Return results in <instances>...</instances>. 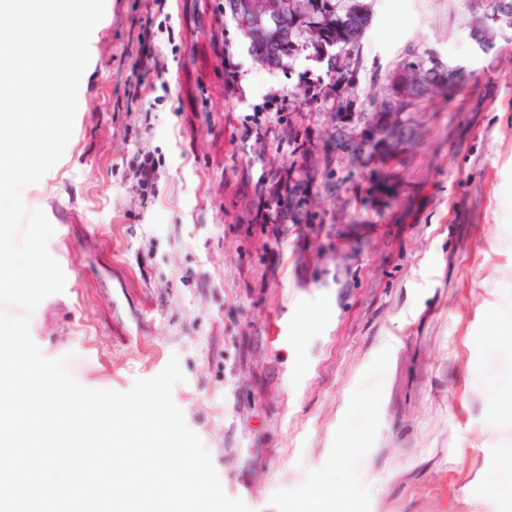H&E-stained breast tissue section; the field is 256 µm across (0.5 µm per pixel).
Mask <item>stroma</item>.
<instances>
[{
	"label": "stroma",
	"mask_w": 512,
	"mask_h": 512,
	"mask_svg": "<svg viewBox=\"0 0 512 512\" xmlns=\"http://www.w3.org/2000/svg\"><path fill=\"white\" fill-rule=\"evenodd\" d=\"M223 2L105 0L73 135L23 191L55 229L65 288L0 313L28 315L42 354L92 389L128 391L178 357L173 400L226 495L252 485L251 512H290L311 485L362 512H512L497 489L512 423L485 378L512 398V344L487 342L512 315V26L484 52L471 31L487 0H362L355 110L378 107L412 55L471 75L412 112L397 195L375 209L369 169L337 158L343 189L321 185L336 102L312 98L328 73L309 31L259 64ZM272 93L286 112L250 136ZM147 157L158 177L141 187ZM294 159L319 222L268 203ZM283 309L285 348L269 331Z\"/></svg>",
	"instance_id": "obj_1"
}]
</instances>
